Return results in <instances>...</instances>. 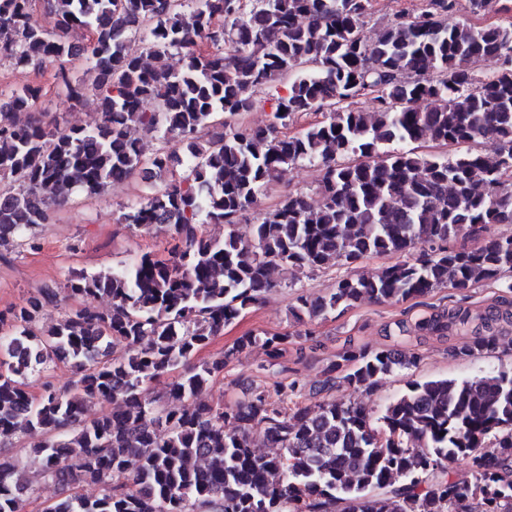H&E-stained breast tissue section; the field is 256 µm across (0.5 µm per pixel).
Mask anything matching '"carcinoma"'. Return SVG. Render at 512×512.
I'll list each match as a JSON object with an SVG mask.
<instances>
[{"instance_id": "1", "label": "carcinoma", "mask_w": 512, "mask_h": 512, "mask_svg": "<svg viewBox=\"0 0 512 512\" xmlns=\"http://www.w3.org/2000/svg\"><path fill=\"white\" fill-rule=\"evenodd\" d=\"M463 1L473 14L485 4L426 0L371 43V0H46L42 20L34 0H0V52L16 68L53 65L58 91L99 111L89 128L20 124L11 113L34 111L40 89L0 88V244H30L28 233L71 194L91 197L136 174L148 192L117 223L159 224L175 241L167 260L144 253L121 270L67 278V295L106 296L109 310L81 308L40 331L58 302L43 288L0 312V443L45 435L25 460L0 452V512H23L31 465L62 488L49 512H512L511 371L412 381L374 419L330 393L371 387L414 356L347 349L306 394L275 381L233 405L195 401L224 358L189 364L272 286L276 269L350 267L429 246L374 276L346 275L323 295L297 294V324L512 273V237L490 233L512 223V19L456 21ZM73 28L89 32L78 50L66 38ZM136 36L152 65L130 49ZM174 51L179 70L168 63ZM72 61L89 65L91 84L71 76ZM465 61L495 67L479 75ZM282 78L288 90L274 97L269 125L237 122L258 88ZM359 96L374 110L351 108ZM305 112L322 120L282 132ZM133 124L166 146L146 152ZM422 140L452 152L387 149ZM481 140L493 148L479 149ZM301 163L320 168L314 195L288 194L242 234L238 221L258 196ZM205 223L224 225V237L203 236ZM505 325L512 301L502 299L437 309L415 330L438 339L462 330L470 340L455 354L476 357L496 348ZM288 338L246 336L236 350L260 344L278 356ZM60 362L77 375L64 390L49 381ZM180 367L167 396L148 393ZM96 403L111 409L91 416ZM258 427L276 455L256 454ZM460 459L468 485L452 477ZM116 473L127 482L112 485ZM84 483L101 493L83 496Z\"/></svg>"}]
</instances>
